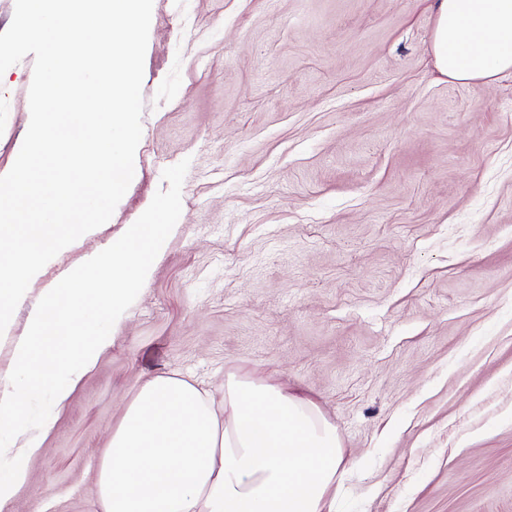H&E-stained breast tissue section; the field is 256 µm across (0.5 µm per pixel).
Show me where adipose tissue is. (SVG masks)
<instances>
[{"mask_svg":"<svg viewBox=\"0 0 512 512\" xmlns=\"http://www.w3.org/2000/svg\"><path fill=\"white\" fill-rule=\"evenodd\" d=\"M437 70L463 84L512 75V0H434ZM343 453L306 397L234 374L224 397L149 380L102 463L105 512H332Z\"/></svg>","mask_w":512,"mask_h":512,"instance_id":"1","label":"adipose tissue"}]
</instances>
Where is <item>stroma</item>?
<instances>
[{"instance_id":"35a3bbf8","label":"stroma","mask_w":512,"mask_h":512,"mask_svg":"<svg viewBox=\"0 0 512 512\" xmlns=\"http://www.w3.org/2000/svg\"><path fill=\"white\" fill-rule=\"evenodd\" d=\"M430 0H153L138 169L46 289L190 166L182 215L7 512H104L112 434L153 377L228 374L313 400L343 450L334 512H512V76L464 85ZM33 56L0 82V172Z\"/></svg>"}]
</instances>
